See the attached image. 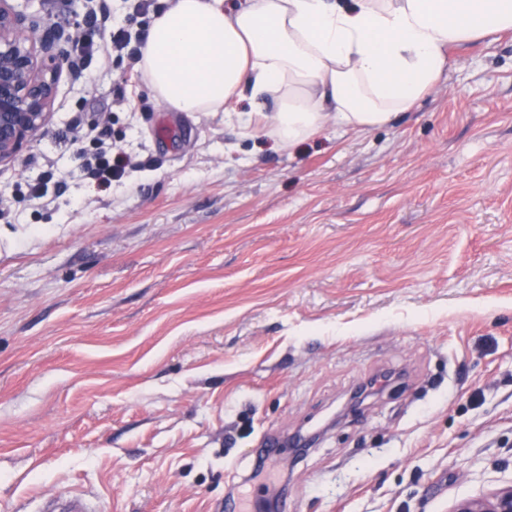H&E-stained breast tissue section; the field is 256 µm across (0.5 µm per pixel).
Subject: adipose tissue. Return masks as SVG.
Listing matches in <instances>:
<instances>
[{
    "instance_id": "adipose-tissue-1",
    "label": "adipose tissue",
    "mask_w": 512,
    "mask_h": 512,
    "mask_svg": "<svg viewBox=\"0 0 512 512\" xmlns=\"http://www.w3.org/2000/svg\"><path fill=\"white\" fill-rule=\"evenodd\" d=\"M512 31V0H173L138 63L161 106L220 112L249 96L263 132L293 147L328 126L368 131L408 111L448 47Z\"/></svg>"
}]
</instances>
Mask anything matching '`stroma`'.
Returning a JSON list of instances; mask_svg holds the SVG:
<instances>
[{"label":"stroma","instance_id":"35a3bbf8","mask_svg":"<svg viewBox=\"0 0 512 512\" xmlns=\"http://www.w3.org/2000/svg\"><path fill=\"white\" fill-rule=\"evenodd\" d=\"M133 0H35L80 32ZM389 126L294 148L158 107L130 59L63 70L0 166V512H454L512 483V32L456 46ZM130 160L85 179L73 129ZM65 177L42 203L30 183ZM375 389L275 481L252 449ZM99 508H93L85 493L70 492L63 495L51 497L47 502L46 509L41 512H97Z\"/></svg>","mask_w":512,"mask_h":512}]
</instances>
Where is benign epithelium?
Instances as JSON below:
<instances>
[{"mask_svg": "<svg viewBox=\"0 0 512 512\" xmlns=\"http://www.w3.org/2000/svg\"><path fill=\"white\" fill-rule=\"evenodd\" d=\"M71 34L0 0V164L14 159L42 131L66 60ZM454 512H512V484L464 501Z\"/></svg>", "mask_w": 512, "mask_h": 512, "instance_id": "7a95c632", "label": "benign epithelium"}]
</instances>
